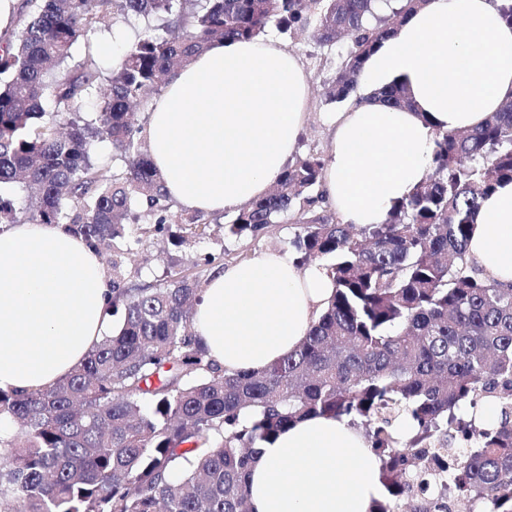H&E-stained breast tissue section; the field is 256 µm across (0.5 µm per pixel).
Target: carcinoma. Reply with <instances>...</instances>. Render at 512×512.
Returning <instances> with one entry per match:
<instances>
[{
	"label": "carcinoma",
	"mask_w": 512,
	"mask_h": 512,
	"mask_svg": "<svg viewBox=\"0 0 512 512\" xmlns=\"http://www.w3.org/2000/svg\"><path fill=\"white\" fill-rule=\"evenodd\" d=\"M430 0H23L0 36V224H64L95 249L130 253L154 234L182 244L206 233L172 200L131 109L212 43L248 40L271 23L346 42L326 98L356 90L367 59ZM162 16L105 71L72 48L112 29L114 13ZM411 110L393 81L363 98ZM124 159L100 174L97 145ZM324 158L309 153L229 227L255 239L290 215L298 264L322 262L335 293L298 349L233 376L192 331L200 275L132 284L112 261L120 315L66 378L37 394L0 390V512H250L246 474L260 442L311 415L346 416L381 458L372 512H512V284L466 258L480 200L512 181V96L474 129L438 135L432 172L385 223L355 228L317 206ZM32 190L17 209L1 192ZM148 226L135 224L140 213ZM497 404L496 424L477 408ZM414 426L407 438L395 424Z\"/></svg>",
	"instance_id": "1"
}]
</instances>
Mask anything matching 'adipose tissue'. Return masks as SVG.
Wrapping results in <instances>:
<instances>
[{
  "label": "adipose tissue",
  "mask_w": 512,
  "mask_h": 512,
  "mask_svg": "<svg viewBox=\"0 0 512 512\" xmlns=\"http://www.w3.org/2000/svg\"><path fill=\"white\" fill-rule=\"evenodd\" d=\"M367 80L406 83L417 108L361 104L334 117L322 195L343 223H384L426 181L438 134L476 127L512 90V26L499 0H430L364 66ZM310 98L297 56L274 39H227L171 73L150 112V156L170 196L202 212L265 196L291 161ZM468 258L512 283V182L485 197ZM322 264L263 251L213 271L192 325L232 375L260 372L295 351L327 308ZM100 256L62 224L0 232V389L54 386L112 329ZM381 461L362 428L312 416L261 444L250 466L251 512H369Z\"/></svg>",
  "instance_id": "obj_1"
}]
</instances>
